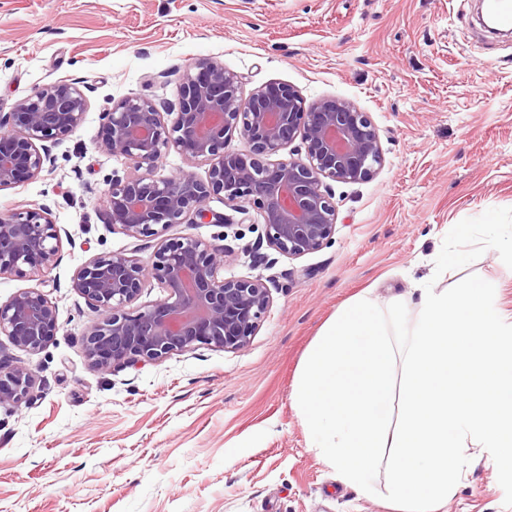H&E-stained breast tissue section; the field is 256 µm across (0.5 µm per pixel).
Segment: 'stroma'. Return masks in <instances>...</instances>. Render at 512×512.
<instances>
[{
    "mask_svg": "<svg viewBox=\"0 0 512 512\" xmlns=\"http://www.w3.org/2000/svg\"><path fill=\"white\" fill-rule=\"evenodd\" d=\"M208 57L245 97L285 83L310 102L351 101L384 163L367 181L333 183V239L297 259L261 260L253 211L233 237L220 224L170 227L233 248L225 278L271 280L269 311L242 351L95 369L83 334L99 314L71 276L98 254L152 252L107 222L104 193L130 164L99 149L101 114L128 96L178 112L185 67ZM61 80L85 92L84 122L51 144L37 178L0 191V211L48 207L61 236L48 273L0 278V301L40 289L59 323L36 353L0 336V360L37 378L30 401L0 407V512H390L309 450L292 386L340 305L369 287L406 291L455 224L512 208V38L481 27L476 0H0V113ZM471 274L512 316V269L497 251L438 284ZM443 512H508L496 468L473 463Z\"/></svg>",
    "mask_w": 512,
    "mask_h": 512,
    "instance_id": "35a3bbf8",
    "label": "stroma"
}]
</instances>
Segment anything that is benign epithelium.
I'll return each instance as SVG.
<instances>
[{"label": "benign epithelium", "instance_id": "obj_1", "mask_svg": "<svg viewBox=\"0 0 512 512\" xmlns=\"http://www.w3.org/2000/svg\"><path fill=\"white\" fill-rule=\"evenodd\" d=\"M87 110L78 83L62 80L1 113L0 190L38 177L51 162L46 142L69 136ZM103 120L99 147L132 165L130 174L112 179L106 194L109 223L157 244L146 260L124 252L95 255L72 275L71 288L100 315L83 341L88 361L101 370L159 362L201 345L238 352L250 344L272 303L269 280H226L221 270L230 250L194 235L163 237L174 224L234 225L233 216L209 209L211 196L223 195L236 213L255 209L267 247L297 259L328 245L335 233L328 181H366L384 162L377 129L349 101L308 103L283 83L244 99L239 77L212 58L184 70L172 121L138 96L113 104ZM235 137L243 145L232 149ZM297 139L301 156L292 147ZM172 149L206 161V178L156 176ZM285 149L289 158L269 160ZM59 242L47 208L0 212V277L47 272L56 264ZM149 277L166 296L127 312ZM58 330L56 307L39 289L19 290L0 302V335L21 350L41 351ZM34 385L26 366L0 361V406L28 401Z\"/></svg>", "mask_w": 512, "mask_h": 512}]
</instances>
